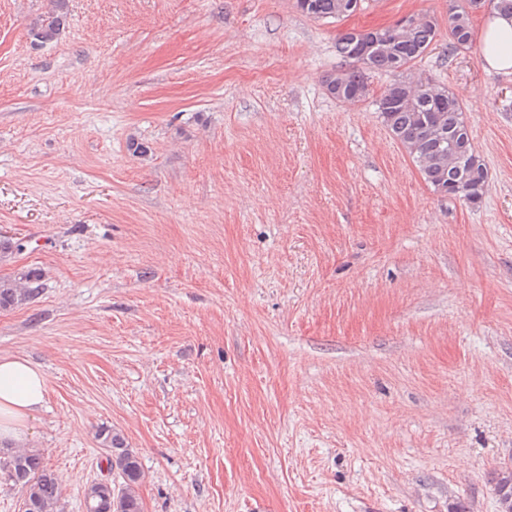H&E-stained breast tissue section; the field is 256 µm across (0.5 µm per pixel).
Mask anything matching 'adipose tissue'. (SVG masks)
<instances>
[{
	"instance_id": "1",
	"label": "adipose tissue",
	"mask_w": 512,
	"mask_h": 512,
	"mask_svg": "<svg viewBox=\"0 0 512 512\" xmlns=\"http://www.w3.org/2000/svg\"><path fill=\"white\" fill-rule=\"evenodd\" d=\"M479 38L484 68L512 72V15H487ZM48 386L44 371L28 357L0 353V445L31 439L32 422L46 401Z\"/></svg>"
}]
</instances>
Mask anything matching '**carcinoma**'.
Segmentation results:
<instances>
[{
  "label": "carcinoma",
  "instance_id": "obj_1",
  "mask_svg": "<svg viewBox=\"0 0 512 512\" xmlns=\"http://www.w3.org/2000/svg\"><path fill=\"white\" fill-rule=\"evenodd\" d=\"M47 13L30 25L40 44L58 39L68 16L67 0H50ZM297 8L315 18H340L357 11L360 0H296ZM484 0H453L448 9V49L457 51L472 41L470 14ZM439 32L438 20L421 17L410 27L391 25L370 31H350L336 41V54L349 68L326 80L327 92L343 103L366 99V71H384L396 79L376 100L381 122L391 137L412 158L424 181L437 193L477 204L489 184L488 171L475 150L464 109L458 98L429 79L410 78L405 72L422 58ZM40 293V275L21 274L20 282L0 281V309L8 310ZM101 444L112 451V468L118 470L121 487L112 496L111 512H144L138 487L143 471L138 456L112 430L98 433ZM0 479L20 485L34 512H65L61 481L44 465L40 451L13 448L0 454ZM501 512H512V469L493 478ZM86 512H106L107 490L90 484L84 491Z\"/></svg>",
  "mask_w": 512,
  "mask_h": 512
}]
</instances>
